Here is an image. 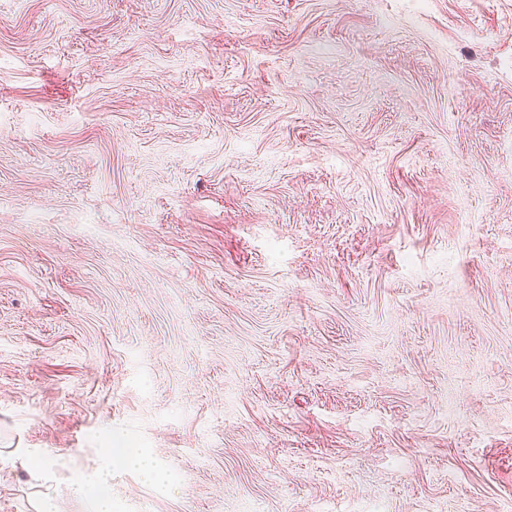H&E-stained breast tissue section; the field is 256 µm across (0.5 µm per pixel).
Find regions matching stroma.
<instances>
[{
	"instance_id": "stroma-1",
	"label": "stroma",
	"mask_w": 512,
	"mask_h": 512,
	"mask_svg": "<svg viewBox=\"0 0 512 512\" xmlns=\"http://www.w3.org/2000/svg\"><path fill=\"white\" fill-rule=\"evenodd\" d=\"M512 512V0H0V512ZM112 465L136 467L139 470L149 474H153L155 472V467L152 461L143 453L137 451L135 448H113L106 457L104 469L107 471V473H104V469L101 470L95 476V480L92 481V483L99 485L105 482L107 480L106 475H108Z\"/></svg>"
}]
</instances>
